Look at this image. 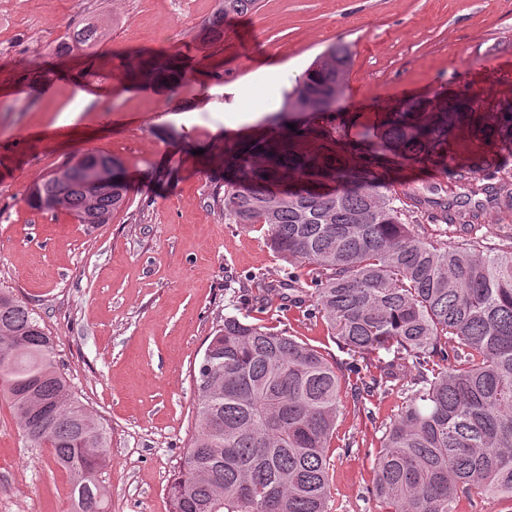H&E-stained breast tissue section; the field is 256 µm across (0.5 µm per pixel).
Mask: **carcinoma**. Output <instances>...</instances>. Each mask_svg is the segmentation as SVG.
Segmentation results:
<instances>
[{"label":"carcinoma","mask_w":512,"mask_h":512,"mask_svg":"<svg viewBox=\"0 0 512 512\" xmlns=\"http://www.w3.org/2000/svg\"><path fill=\"white\" fill-rule=\"evenodd\" d=\"M260 0H216L203 38ZM351 65L331 47L267 116L270 134L224 151V223L267 232L288 265L308 268L256 297L296 307L351 353L373 361L363 393L403 395L382 428L372 495L384 512H462L476 496L512 498V225L498 241L448 242L483 217L480 195L512 213V103L485 111L460 94L411 101L378 127L336 116ZM134 79L176 81L158 56ZM295 128H289V125ZM470 132L477 162H459L455 133ZM420 165L462 189L431 199L396 189L391 173ZM29 203L59 205L91 224L123 207L128 186L88 185L76 163L36 184ZM207 366L194 375L195 435L170 485L172 512H330L329 448L343 407L336 365L275 324L224 317ZM0 397L23 436L51 449L70 476L71 512H106L98 472L111 461L101 421L69 389L55 340L12 290L0 288Z\"/></svg>","instance_id":"1"}]
</instances>
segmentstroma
<instances>
[{
    "label": "stroma",
    "mask_w": 512,
    "mask_h": 512,
    "mask_svg": "<svg viewBox=\"0 0 512 512\" xmlns=\"http://www.w3.org/2000/svg\"><path fill=\"white\" fill-rule=\"evenodd\" d=\"M214 0H0V287L38 314L72 393L100 418L109 512H171V482L194 435V369L225 317L256 321L255 281L285 264L259 228L228 224L215 199L224 149L265 117L329 47L352 65L336 107L355 125L467 87L484 108L512 102V0H261L197 33ZM101 34L76 44L78 31ZM163 54L177 84L132 81L131 58ZM108 89H83L88 73ZM117 159L130 190L109 223H77L27 196L79 152ZM281 327L339 366L354 357L298 309ZM399 395L344 394L330 447L331 512H380L377 427ZM70 484L29 447L0 400V512H69Z\"/></svg>",
    "instance_id": "35a3bbf8"
}]
</instances>
